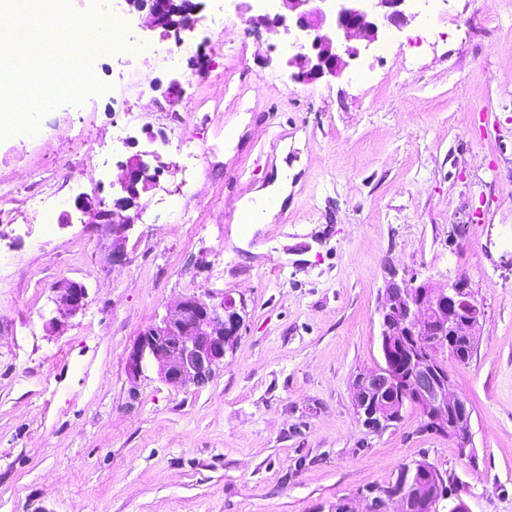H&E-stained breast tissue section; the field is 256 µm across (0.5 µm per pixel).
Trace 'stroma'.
<instances>
[{
  "instance_id": "stroma-1",
  "label": "stroma",
  "mask_w": 512,
  "mask_h": 512,
  "mask_svg": "<svg viewBox=\"0 0 512 512\" xmlns=\"http://www.w3.org/2000/svg\"><path fill=\"white\" fill-rule=\"evenodd\" d=\"M106 2L0 0V44L43 56L82 34L102 55L92 99H48L29 137L0 140V512H336L418 460L470 512H512V0H453L447 40L313 83L281 68L282 30L245 33L227 0L224 33L192 34L226 90L191 58L118 51ZM174 80L176 125L159 107ZM150 148L163 166L116 266L74 200L111 198L118 161ZM62 178L64 203L34 211ZM394 272L465 279L484 306L468 363L437 352L472 409L466 452L419 409L376 432L354 411ZM65 280L88 299L62 318ZM203 293L243 304L214 380H129L141 330Z\"/></svg>"
}]
</instances>
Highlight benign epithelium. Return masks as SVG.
<instances>
[{
  "instance_id": "1",
  "label": "benign epithelium",
  "mask_w": 512,
  "mask_h": 512,
  "mask_svg": "<svg viewBox=\"0 0 512 512\" xmlns=\"http://www.w3.org/2000/svg\"><path fill=\"white\" fill-rule=\"evenodd\" d=\"M131 12L145 14V27L161 29L176 37L191 29V16L196 6L189 0H124ZM281 10L250 16L249 26L284 28L293 34V48L282 59L292 76L304 83L321 79H338L345 75L348 60L360 55L357 41L369 48L379 38L385 25L400 26L408 20L409 0H279ZM328 27L335 31L331 39L320 31ZM159 156L154 150H138L120 162L119 196L108 204L102 199L79 197L76 210L92 215L93 223L111 237L112 264L126 263V242L132 219L126 212L138 206L141 196L156 186L158 170L153 162ZM87 288L75 281H66L56 288L57 312L73 316L87 304ZM383 362L360 373L354 380L353 406L361 419L376 418L384 425L394 418L383 415L374 401L403 386L410 391L413 406L440 435L451 440L463 451L471 445L469 403L452 391L451 376L442 373L433 358L417 359L407 372L396 371L389 364L390 350L404 339L415 344L433 346L450 336H462L475 344L476 330L483 316L478 301L464 280L450 281L435 289L406 281H387L378 308ZM242 326L235 300L213 301L208 295H191L179 300L158 323L142 330L127 361V375L135 379L154 371L169 385L183 386L189 382L198 386L208 383L215 367L224 358ZM336 512H412L407 500L392 492L372 490L365 497L362 509L347 502Z\"/></svg>"
}]
</instances>
